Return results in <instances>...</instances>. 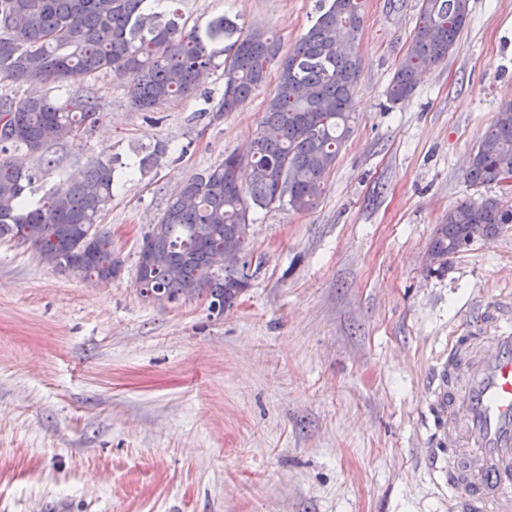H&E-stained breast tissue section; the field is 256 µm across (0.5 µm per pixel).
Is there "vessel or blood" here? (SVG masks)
Segmentation results:
<instances>
[{"mask_svg":"<svg viewBox=\"0 0 512 512\" xmlns=\"http://www.w3.org/2000/svg\"><path fill=\"white\" fill-rule=\"evenodd\" d=\"M431 385L452 512H512V296L469 303Z\"/></svg>","mask_w":512,"mask_h":512,"instance_id":"vessel-or-blood-1","label":"vessel or blood"}]
</instances>
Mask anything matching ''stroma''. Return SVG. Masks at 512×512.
<instances>
[{"label":"stroma","instance_id":"obj_1","mask_svg":"<svg viewBox=\"0 0 512 512\" xmlns=\"http://www.w3.org/2000/svg\"><path fill=\"white\" fill-rule=\"evenodd\" d=\"M352 132L316 207L257 211L254 276L223 315L205 298L160 308L139 295L136 261L180 182L244 151L277 85L216 116L224 79L152 115L113 75L92 88L99 124L52 146L33 199L59 175L112 161L100 230L124 261L107 285L0 240V512L68 500L71 512H448L426 459L437 448L431 375L468 303L512 293V224L445 267L429 250L470 185L471 153L512 105V0H469V19L413 95L386 89L420 0H359ZM319 0H164L187 25L224 15L291 48ZM168 152L149 174L137 148Z\"/></svg>","mask_w":512,"mask_h":512}]
</instances>
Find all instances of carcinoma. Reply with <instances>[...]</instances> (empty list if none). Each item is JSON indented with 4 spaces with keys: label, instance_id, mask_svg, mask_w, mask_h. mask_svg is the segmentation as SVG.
Returning a JSON list of instances; mask_svg holds the SVG:
<instances>
[{
    "label": "carcinoma",
    "instance_id": "carcinoma-1",
    "mask_svg": "<svg viewBox=\"0 0 512 512\" xmlns=\"http://www.w3.org/2000/svg\"><path fill=\"white\" fill-rule=\"evenodd\" d=\"M469 0H421V14L407 55L388 87L390 102L413 93L423 69L448 56L466 24ZM363 22L358 0H321L315 23L285 54L261 32L241 34L221 16L203 28L186 27L173 12H158L148 0H0V80L25 88L0 98V121H14L21 136L0 137V238H21L40 261L57 270L112 283L123 260L112 238L98 229L112 201L109 161H95L69 175L37 202L28 197L36 172L18 166L17 147L40 153L44 167L56 165L41 151L75 139L100 119L103 105L92 91L63 103L52 85L72 72L111 74L125 81L133 108L152 112L192 94L205 75L222 70L224 91L217 112H232L265 82L278 63L275 94L246 154L181 181L159 221L143 236L137 259L141 293L149 303L169 304L204 296L208 310L224 314L243 291L249 261L215 268L212 257L234 245L249 254L251 214L273 206L294 211L316 206L330 170L351 132L350 104L360 62L355 38ZM167 153L158 141L142 149L139 169L149 172ZM251 181L240 182L243 165ZM512 176V106L503 108L471 155L466 171L474 186ZM512 223V209L484 196L463 202L438 225L430 253L437 261L461 251L477 237L494 238Z\"/></svg>",
    "mask_w": 512,
    "mask_h": 512
}]
</instances>
